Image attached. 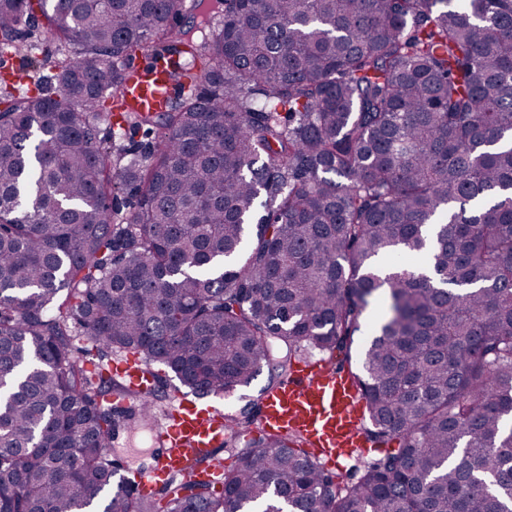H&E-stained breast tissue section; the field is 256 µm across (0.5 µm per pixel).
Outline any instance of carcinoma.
<instances>
[{"label": "carcinoma", "mask_w": 512, "mask_h": 512, "mask_svg": "<svg viewBox=\"0 0 512 512\" xmlns=\"http://www.w3.org/2000/svg\"><path fill=\"white\" fill-rule=\"evenodd\" d=\"M452 2L39 0L72 49L56 94L0 90V512H512V0ZM184 14L223 21L196 43ZM33 18L0 0V48ZM179 45L192 89L100 138L130 52ZM303 342L363 390L384 451L356 483L257 398L221 488L136 495L112 442L157 414L119 404L112 355L230 394L264 368L277 387Z\"/></svg>", "instance_id": "obj_1"}]
</instances>
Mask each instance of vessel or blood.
Here are the masks:
<instances>
[{"label": "vessel or blood", "mask_w": 512, "mask_h": 512, "mask_svg": "<svg viewBox=\"0 0 512 512\" xmlns=\"http://www.w3.org/2000/svg\"><path fill=\"white\" fill-rule=\"evenodd\" d=\"M184 56L175 64L159 63L128 70L123 84L126 111H165L173 93V68H186ZM140 399L151 398L153 369L133 358L112 361ZM262 425L271 432L300 435L325 463L363 451L361 424L366 400L349 377L326 360H303L278 388L263 392ZM227 415L216 405L201 404L183 393L173 394L154 437L162 451L148 468L133 472L130 481L145 495L173 476L195 478L198 462H206L211 478H221L225 460L216 451L227 442Z\"/></svg>", "instance_id": "1"}]
</instances>
